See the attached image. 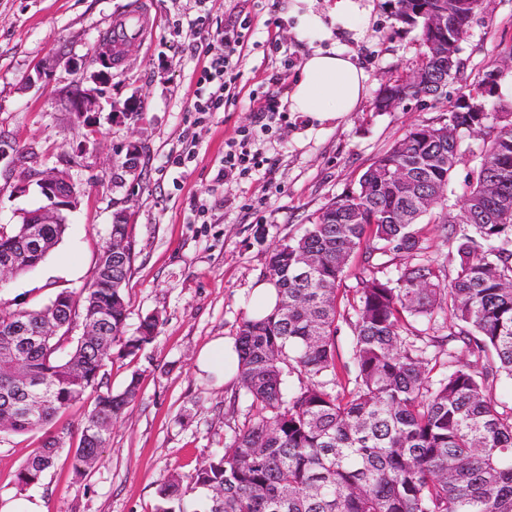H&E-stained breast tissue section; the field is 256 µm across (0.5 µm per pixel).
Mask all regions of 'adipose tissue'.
<instances>
[{
  "mask_svg": "<svg viewBox=\"0 0 512 512\" xmlns=\"http://www.w3.org/2000/svg\"><path fill=\"white\" fill-rule=\"evenodd\" d=\"M292 11L298 18V35L322 40L331 35L329 22H340L351 30L368 16L370 9L360 0H299ZM369 80L367 71L345 50H314L305 57L291 85L289 109L309 114L321 123L341 118L356 111ZM196 367L220 382L237 378L238 357L233 343L215 340L201 351Z\"/></svg>",
  "mask_w": 512,
  "mask_h": 512,
  "instance_id": "obj_1",
  "label": "adipose tissue"
}]
</instances>
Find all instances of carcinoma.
<instances>
[{
	"mask_svg": "<svg viewBox=\"0 0 512 512\" xmlns=\"http://www.w3.org/2000/svg\"><path fill=\"white\" fill-rule=\"evenodd\" d=\"M448 7V38L461 41L481 11L462 0H396L394 15ZM457 56L440 61L427 47L421 60L393 79L401 89L415 71L443 83L459 79ZM480 85L464 96L481 112H449L432 127L410 128L375 160L404 171L416 189L437 200L462 156L473 125L489 130V141L473 169L460 205L471 232L439 221L448 241L461 240L452 277L428 258L415 229L410 197L392 182L376 188L368 167L358 186L323 206L302 235L275 246L270 282L278 301L260 319L248 316L236 334L239 381L250 401L248 417L230 429L223 453L212 455L190 475H171L159 488L157 512H512V405L497 401L500 376L512 378V120L489 112ZM493 181L497 194L483 195ZM40 237L58 244L67 225L38 224ZM22 225L0 226V256L25 249ZM103 248L96 287L77 300L58 292L50 303L29 308L0 304V351L10 348L19 326L47 319L97 320L110 336H46L14 358L0 355V417L13 418L6 434L50 425L71 405L94 394L80 428L72 468L87 476L105 447L112 420L137 394L136 380L114 393L103 367L113 346L134 353L150 343L157 320H144L136 336H125V287L135 255L111 262ZM316 268L301 272L306 255ZM360 255L365 276L342 308L337 290L349 260ZM405 254L415 260L397 279L382 276L378 256ZM118 281L120 288L111 287ZM442 319L446 332L428 336L413 322ZM353 333L351 360L339 359V323ZM23 371L50 390L34 418L6 403L13 376ZM67 433H49L21 466L16 485L24 491L42 482ZM196 500L184 502L188 491Z\"/></svg>",
	"mask_w": 512,
	"mask_h": 512,
	"instance_id": "carcinoma-1",
	"label": "carcinoma"
}]
</instances>
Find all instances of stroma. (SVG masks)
<instances>
[{"mask_svg": "<svg viewBox=\"0 0 512 512\" xmlns=\"http://www.w3.org/2000/svg\"><path fill=\"white\" fill-rule=\"evenodd\" d=\"M292 0H216L208 38L222 50L227 23L249 20L237 99L198 119L191 110L204 59L191 48L200 0H0V225L43 206L42 172L68 175L78 203L65 214L63 240L29 273L0 288V300L36 307L61 290L82 296L109 237L130 212L136 259L126 289L127 335L158 320L136 354L113 355L104 381L113 392L136 382L135 400L113 421L93 470L76 479L62 449L40 486L29 489L46 512H155L171 474L189 475L223 449L229 425L245 420L238 384L199 375L196 358L214 340L235 337L253 288L269 278L271 249L301 234L320 208L356 184L374 158L412 125H438L460 95L481 81L512 106V0H485L460 44L463 81L440 101L379 112L380 87L420 57L419 31L397 22L394 0H373L362 34L333 26L330 46L346 50L370 75L357 111L320 123L292 112L253 146L268 162L250 176L221 181L227 143L253 129V95L284 101L308 41L298 39ZM144 11L143 35L112 71L101 109L78 116L62 91L114 18ZM277 37L278 49L267 40ZM194 151L193 162L174 157ZM44 431L0 441V505L19 494L15 475Z\"/></svg>", "mask_w": 512, "mask_h": 512, "instance_id": "1", "label": "stroma"}]
</instances>
